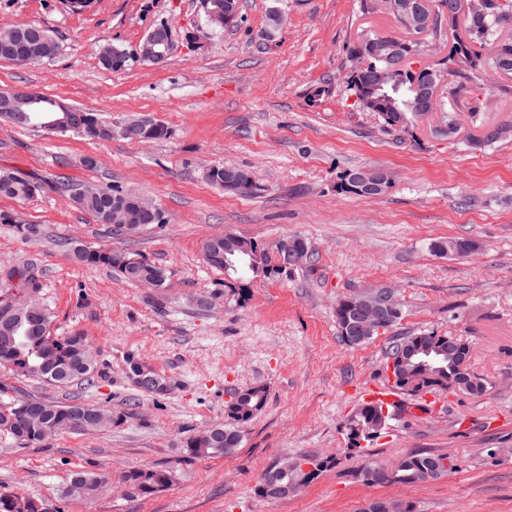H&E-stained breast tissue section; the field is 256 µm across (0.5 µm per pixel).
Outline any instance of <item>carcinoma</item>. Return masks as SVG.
Masks as SVG:
<instances>
[{
  "label": "carcinoma",
  "mask_w": 512,
  "mask_h": 512,
  "mask_svg": "<svg viewBox=\"0 0 512 512\" xmlns=\"http://www.w3.org/2000/svg\"><path fill=\"white\" fill-rule=\"evenodd\" d=\"M448 0H431L434 12L425 15V28L437 35L445 26H454L455 21L444 14ZM512 24V0H494L491 13L469 21L467 35L471 44L481 47H493L492 64L512 71V41L499 39V28ZM379 39L377 35H364L357 43L349 47L350 57L364 56L368 65L364 69L352 70L346 79L348 91L355 97L359 107L365 112L378 115L385 128L393 131L404 130L415 118V114L424 106V93L432 79L455 73L454 65L463 63L470 70L478 72L484 68L482 55L471 48L462 52L459 41L453 40L448 51V66L431 68L429 72L416 73L404 66V59L416 51L414 44H398L393 51L381 50L379 57L371 56L369 42ZM38 43L42 58H50L57 53L58 45L52 36L43 39L22 25L19 31L12 27L0 29V53L7 47L24 51L32 43ZM136 58L124 48H119L116 58L101 62V65L113 72L126 70ZM384 69L390 81L382 87L375 86V72ZM41 112H29V120L21 127H42V123L53 120L67 111H73L75 122L93 121L106 127L109 121L96 112L76 108L61 100L42 95ZM132 125L140 126V144H148L167 138L169 130L164 125L150 119L129 120ZM482 131L468 138L472 148H482L502 139L501 130L496 125H481ZM79 184L69 178L59 176L51 181L31 177L10 169L0 170V195L26 200L34 192L49 190L66 195L77 208L88 212L100 224L110 226L111 230L126 234L135 233L143 224H126L114 219L112 197L128 193V200L138 197L132 189L118 184H105L102 190L78 192ZM0 222L11 224L16 234L30 241L42 235L38 224H19L9 215H1ZM280 243L268 248L251 238L233 234L212 236L203 246L206 260L212 266L224 270L225 274L240 276L252 275L264 278L278 276L275 270L276 251ZM455 248L469 255L478 249L476 242L465 238H449L433 243L432 249L441 254ZM74 257L81 263L91 266H103L111 269L128 282L140 283L144 277H153L160 285H165L166 271L142 258L128 253L104 248L73 247ZM13 285L0 294V305L15 300L16 315L12 320H0V366L9 367L16 373L36 378L54 386L69 385L81 380H89L94 367V355L87 336L75 331L68 336H56L51 332V316L48 310L37 316L22 310L20 293H37L41 283L34 266L15 269L9 274ZM401 365V380L392 385L398 393L411 397L426 394L437 395L452 392L454 389L468 390L472 396H481L486 391L487 382L476 375L470 367V345L455 336L446 334L413 333L397 337L387 353ZM247 399L243 402L230 400L225 405V414L229 423L216 427H205L185 443L186 453L194 458H218L232 454L242 442L241 426L253 418L265 405L267 394L264 387L247 386ZM29 401L49 411L46 421L14 422L15 408L20 401L0 406V433L12 437L24 447H40L57 435L78 431L82 428L94 432L112 429L115 423L112 413L90 403H65L42 401L31 397ZM400 405L383 406L381 403L362 402L346 420L344 429L348 442H353L357 434L389 428L396 409ZM453 461L446 454L410 453L401 457L395 464L392 476H380L378 484H411L424 480L423 473L436 461ZM104 476L93 470H81L73 473L63 491L66 498L93 501L100 494ZM123 480L137 490V495L146 497L157 493L173 482V472L163 466L133 468L124 472ZM0 512H48L44 501L18 495L3 488L0 490Z\"/></svg>",
  "instance_id": "carcinoma-1"
}]
</instances>
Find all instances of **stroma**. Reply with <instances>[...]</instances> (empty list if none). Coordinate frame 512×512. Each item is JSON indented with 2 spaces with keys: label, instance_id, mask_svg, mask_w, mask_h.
Segmentation results:
<instances>
[{
  "label": "stroma",
  "instance_id": "stroma-1",
  "mask_svg": "<svg viewBox=\"0 0 512 512\" xmlns=\"http://www.w3.org/2000/svg\"><path fill=\"white\" fill-rule=\"evenodd\" d=\"M283 21L265 37L268 13ZM237 27L208 28L203 0H94L82 12L64 0H0V23L33 24L56 40L51 58L0 61V90L25 87L122 122L164 124L168 138L137 144L51 135L0 121V168L50 180L119 184L153 199L165 221L123 236L62 196H0V214L43 225L25 241L0 223V284L34 266L51 330L82 331L95 358L89 380L52 386L0 367V405L36 396L111 410V430L68 432L42 447L0 435V489L43 499L60 512H358L370 498L397 497L415 512H512V137L469 147L478 124L512 120V78L482 70L462 99H444L464 134H438L436 117L390 131L363 111L345 84L347 52L362 34H398L390 16L361 0H241ZM159 20L198 30L155 69L135 62L112 72L96 51H135ZM96 164L88 168L85 157ZM252 171L251 195L207 181L214 165ZM379 167L391 177L379 197L337 191L348 170ZM231 233L273 246L298 235L315 253L309 269L225 285L202 245ZM448 237L474 240L466 258L432 252ZM127 250L161 266L167 287L132 284L79 263L69 245ZM391 288L402 319L362 346L343 341L336 303ZM437 332L469 343L484 395L439 394L436 406L392 421L364 452L347 446L343 425L367 388L385 379L395 337ZM162 377L163 392L140 388L131 362ZM261 385L267 400L242 427L240 448L221 458L187 457L184 440L223 422L236 389ZM412 452L450 454L448 479L367 485L354 473ZM301 455L334 458L295 496L256 493L267 469ZM174 474L167 489L125 495V471L154 465ZM92 468L108 486L91 503L65 501L71 474Z\"/></svg>",
  "mask_w": 512,
  "mask_h": 512
}]
</instances>
